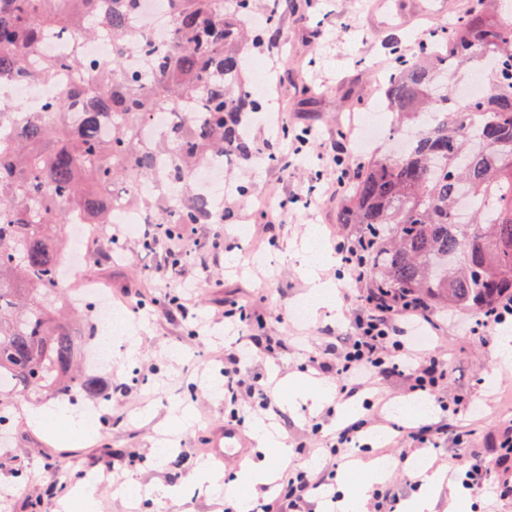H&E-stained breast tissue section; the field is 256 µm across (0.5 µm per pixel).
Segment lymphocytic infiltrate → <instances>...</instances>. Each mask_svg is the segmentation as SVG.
I'll list each match as a JSON object with an SVG mask.
<instances>
[{
	"instance_id": "1",
	"label": "lymphocytic infiltrate",
	"mask_w": 512,
	"mask_h": 512,
	"mask_svg": "<svg viewBox=\"0 0 512 512\" xmlns=\"http://www.w3.org/2000/svg\"><path fill=\"white\" fill-rule=\"evenodd\" d=\"M430 319L427 304L417 298L398 301L381 294L367 300L354 318L355 334L341 351L336 367L341 393L351 394L375 379L398 374L408 379L410 392L432 396L440 410H447V401L438 395L445 362L424 358L406 336L409 322ZM272 351V345L255 337L231 356L230 365L224 370L225 401L234 406L240 395L255 396L262 411H273L269 386L246 383L240 376L242 365Z\"/></svg>"
}]
</instances>
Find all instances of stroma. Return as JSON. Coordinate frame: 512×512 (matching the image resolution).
Instances as JSON below:
<instances>
[{
	"instance_id": "1",
	"label": "stroma",
	"mask_w": 512,
	"mask_h": 512,
	"mask_svg": "<svg viewBox=\"0 0 512 512\" xmlns=\"http://www.w3.org/2000/svg\"><path fill=\"white\" fill-rule=\"evenodd\" d=\"M431 28L423 17L393 27L370 15L368 0H288L280 9L277 43L264 44L257 53L267 69L261 97L265 111L281 113L295 129H310L311 140L293 155L285 140L275 139L261 120L253 121L254 145L273 148L287 162L242 164L225 171L224 223L187 225L192 260L183 274L197 288L186 321L174 323L165 315L166 291L158 286L164 274L161 251H142L135 237L113 251L108 224L100 225L96 235L75 239L76 254L92 253L97 262L85 267L75 259L67 261L68 295L83 305V285L93 283L97 306L123 309L132 336L112 344L118 356L101 369L103 395L77 401L93 420V434L63 432L51 419L39 428L23 424L8 447H0V503L7 512H25L32 501L42 502L43 512H60L61 494L46 488L62 459L96 484L94 512H224L237 506L234 496L201 492L192 485L207 466L201 438L225 425L224 396L215 390L224 380V360L238 337L270 336L281 341V348L245 367L246 376L282 381L304 372L336 385L338 352L352 336L354 313L369 288L368 282L337 276L330 261L322 277L334 287V306L312 308L306 269L315 253L314 239L325 240L332 258L337 240L360 232L359 225L338 223L343 199L330 192L337 131L364 118L389 124L381 83L388 72L384 60L392 46L412 47L429 39ZM304 85L317 88V95L301 97L298 89ZM242 184L251 187L244 197L237 192ZM259 196L277 213L276 222L259 214ZM218 235L224 245L212 247ZM235 303L245 306L251 318L233 331L219 315ZM432 310L437 324L416 325L411 336L428 337L426 357L448 364L442 395L449 406V436L439 447L423 450L403 437L402 427L427 423L435 414L416 409L402 377L381 379L363 394L336 395L316 411L289 404L287 388H277L273 397L279 417L256 412L245 418L240 430L249 454L241 468L222 469L224 483L269 459V450L257 444L256 431L270 422L292 448L280 477L302 471L312 481L333 485L351 462L377 459L386 462L387 476L372 490L380 499L394 500L396 512H403L419 491L412 471L420 459L447 471L461 466L453 435L464 434L477 454H492L504 427L512 423V369L498 363L500 332L471 333L468 326L475 315L468 310L437 304ZM312 359L317 362L313 368L308 365ZM367 397L374 399L373 408L363 407ZM358 418L374 425L367 446L336 457L317 452L313 423L323 422L329 433ZM131 452L136 455L132 461L127 458ZM119 458L126 464L112 473L110 466ZM453 501L460 512H512V496L504 499L494 488L467 489L450 481L442 485L433 512H448Z\"/></svg>"
}]
</instances>
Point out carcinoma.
Here are the masks:
<instances>
[{
	"instance_id": "1",
	"label": "carcinoma",
	"mask_w": 512,
	"mask_h": 512,
	"mask_svg": "<svg viewBox=\"0 0 512 512\" xmlns=\"http://www.w3.org/2000/svg\"><path fill=\"white\" fill-rule=\"evenodd\" d=\"M0 0V84L72 68L77 79L33 120L0 105V436L13 430V397L33 388L61 400L96 394L80 369L81 342L60 294L63 224L113 223L121 192L144 224H222L196 186L217 160L253 156L247 131L261 103L247 87L248 49L263 45L243 21L256 0H164L169 34L130 28L140 0ZM474 0L445 36L420 42L386 80L392 122L417 129L400 156L375 157L349 185L342 224L360 225L370 294L412 296L483 313L512 295V23ZM64 40L112 35L98 59L41 52ZM149 59V69L127 59ZM487 64L489 90L462 107L452 80ZM166 130H150L159 111Z\"/></svg>"
}]
</instances>
